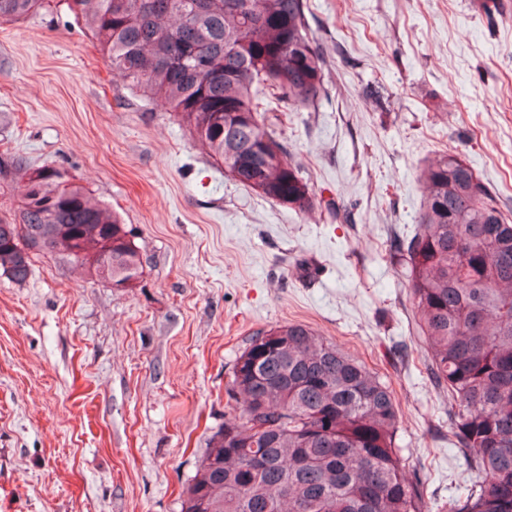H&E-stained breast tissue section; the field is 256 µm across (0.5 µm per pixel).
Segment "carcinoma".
<instances>
[{
	"label": "carcinoma",
	"mask_w": 512,
	"mask_h": 512,
	"mask_svg": "<svg viewBox=\"0 0 512 512\" xmlns=\"http://www.w3.org/2000/svg\"><path fill=\"white\" fill-rule=\"evenodd\" d=\"M45 0H0L16 20ZM112 71L177 114L224 173L298 213L312 189L264 113L306 109L326 65L307 0H69ZM21 205L0 220V273L16 283L30 255L63 248L100 282L140 279L121 220L57 170L26 173ZM418 232L395 240L430 345L436 385L455 407L452 445L469 485L448 512H512V217L458 153L424 166ZM233 413L182 489L181 512H428L396 447L390 386L304 324L254 336L225 387Z\"/></svg>",
	"instance_id": "obj_1"
}]
</instances>
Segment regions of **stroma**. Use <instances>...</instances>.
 <instances>
[{
	"label": "stroma",
	"mask_w": 512,
	"mask_h": 512,
	"mask_svg": "<svg viewBox=\"0 0 512 512\" xmlns=\"http://www.w3.org/2000/svg\"><path fill=\"white\" fill-rule=\"evenodd\" d=\"M308 3L326 93L268 120L346 224L226 176L113 75L67 0L0 21V166L65 171L143 261L131 289L55 255L0 274V512H180L236 358L286 322L391 385L429 512L467 481L390 240L417 232L418 171L449 149L512 215V0Z\"/></svg>",
	"instance_id": "35a3bbf8"
}]
</instances>
